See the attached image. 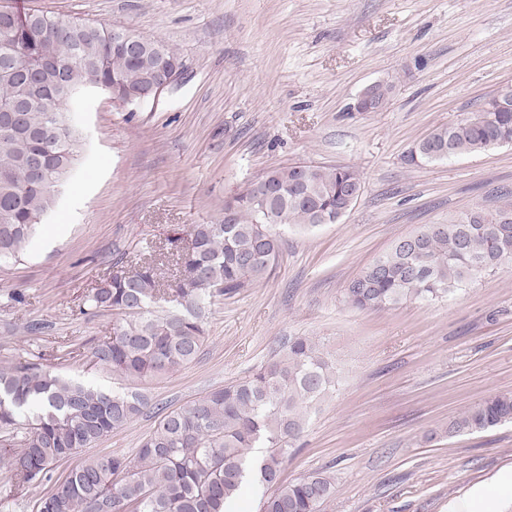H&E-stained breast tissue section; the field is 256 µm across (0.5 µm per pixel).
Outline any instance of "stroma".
I'll list each match as a JSON object with an SVG mask.
<instances>
[{
    "label": "stroma",
    "instance_id": "35a3bbf8",
    "mask_svg": "<svg viewBox=\"0 0 512 512\" xmlns=\"http://www.w3.org/2000/svg\"><path fill=\"white\" fill-rule=\"evenodd\" d=\"M21 6L135 29L178 50L185 70L128 109L72 103L85 132L64 195L19 260L0 263V362L46 355L64 377L112 387L94 339L113 312L81 315L90 290L158 251L267 170L354 166L364 189L335 224L282 234L272 275L209 307L196 360L130 383L144 413L83 457L136 460L158 412L243 379L289 338L320 343L339 385L312 408L284 480L331 475L322 512H459L512 468V423L451 436L445 427L512 390V267L459 295L377 311L344 300L348 282L398 237L477 206L512 201V147L421 167L403 157L439 126L512 82V0H20ZM382 108L351 106L368 86ZM23 293V303L11 302ZM41 332H29L32 324Z\"/></svg>",
    "mask_w": 512,
    "mask_h": 512
}]
</instances>
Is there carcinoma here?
<instances>
[{
    "label": "carcinoma",
    "instance_id": "obj_1",
    "mask_svg": "<svg viewBox=\"0 0 512 512\" xmlns=\"http://www.w3.org/2000/svg\"><path fill=\"white\" fill-rule=\"evenodd\" d=\"M58 14L0 5V67L17 57L31 69L46 58L58 65L81 53L85 75L112 85L139 88L164 62L184 65L179 53L159 42L130 58L112 45V25L60 30ZM21 83L0 75V106L22 95ZM71 99L56 86L43 88L24 113V130L0 131V262L18 258L56 201L32 177L39 158L50 169L74 165L75 157L52 156L48 110ZM512 144V107L484 102L459 123L439 127L406 155L412 165ZM280 197L257 201L260 175L224 206V219L190 228L191 249L176 254L181 278L163 282L159 266L144 265L106 278L91 290L81 313L112 311V335L94 342V365L123 380L164 376L192 363L205 340L207 307L265 279L280 255L279 230L316 227L318 214L340 217L346 197L363 185L354 166L309 164L300 182L294 166L273 169ZM512 203L472 208L446 222L425 224L397 239L345 288L348 304L381 310L407 300L432 302L464 291L479 278L512 264ZM36 360L0 365V458L18 490L51 482L54 466L91 448L139 417L148 399L65 379ZM336 387V371L319 343L288 339L278 358L250 376L209 392L159 418L142 441L136 462L123 456L93 457L74 467L34 504V512H235L249 484L273 488L261 512H321L335 491L324 473L280 480L288 453L302 436L309 409ZM512 422V391L493 393L450 419L448 435L487 431ZM265 448L260 460L248 457Z\"/></svg>",
    "mask_w": 512,
    "mask_h": 512
}]
</instances>
